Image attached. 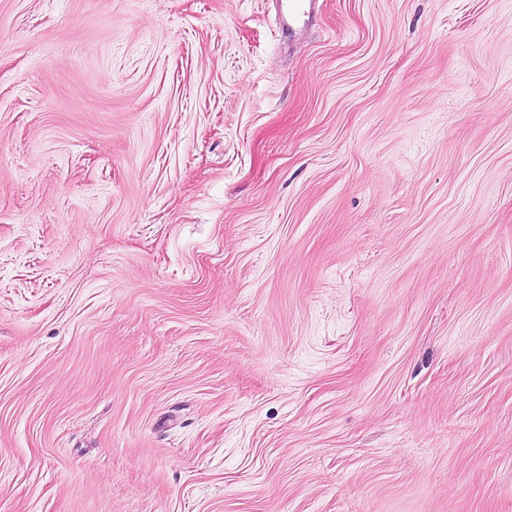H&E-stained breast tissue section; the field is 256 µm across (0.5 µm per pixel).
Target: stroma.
<instances>
[{
  "mask_svg": "<svg viewBox=\"0 0 512 512\" xmlns=\"http://www.w3.org/2000/svg\"><path fill=\"white\" fill-rule=\"evenodd\" d=\"M0 0V512H512V0ZM299 2H308V0H288L285 8L282 11V25L290 29L301 28L306 24V18H309V13L312 7V1H309L308 9L306 4Z\"/></svg>",
  "mask_w": 512,
  "mask_h": 512,
  "instance_id": "35a3bbf8",
  "label": "stroma"
}]
</instances>
